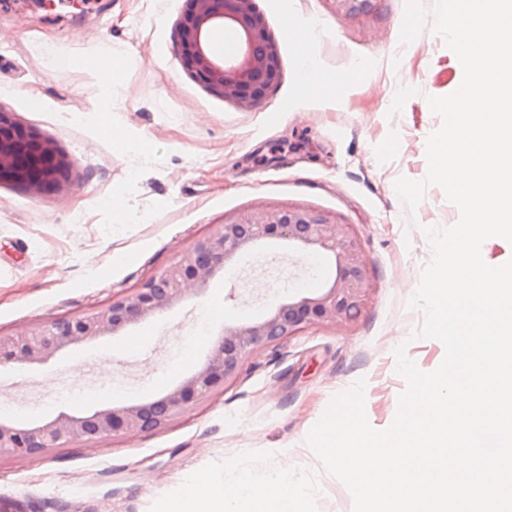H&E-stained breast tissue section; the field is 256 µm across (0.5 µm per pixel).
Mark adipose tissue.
I'll return each instance as SVG.
<instances>
[{"label":"adipose tissue","mask_w":512,"mask_h":512,"mask_svg":"<svg viewBox=\"0 0 512 512\" xmlns=\"http://www.w3.org/2000/svg\"><path fill=\"white\" fill-rule=\"evenodd\" d=\"M303 493L302 482L285 472L261 487L242 473L230 487L224 477L200 471L183 484L168 512H294L293 502Z\"/></svg>","instance_id":"obj_1"}]
</instances>
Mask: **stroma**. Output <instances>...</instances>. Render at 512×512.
<instances>
[{"instance_id":"stroma-1","label":"stroma","mask_w":512,"mask_h":512,"mask_svg":"<svg viewBox=\"0 0 512 512\" xmlns=\"http://www.w3.org/2000/svg\"><path fill=\"white\" fill-rule=\"evenodd\" d=\"M278 43L280 82L255 106L224 100L182 69L176 29L186 0H100L96 11L17 0L0 13V105L52 138L75 162L68 183L35 195L0 185V330L104 303L169 264L209 225L243 212L302 208L361 237L372 289L357 317L313 325L278 355L260 351L237 380L162 429L0 462V507L44 502L74 512H162L195 471L232 464L254 483L285 469L306 486L297 512H352V498L305 440L332 398L365 382L370 425L388 428L406 382L395 350L425 372L441 342L413 339L408 306L431 248L424 227L455 225L457 206L428 187L416 209L398 178L427 172L426 140L441 119L429 97L461 84L444 40L399 34L405 0H369L354 16L335 0H257ZM315 23L313 51L331 81L308 79L296 21ZM117 82L108 90L102 75ZM112 110L100 113L104 98ZM148 153L115 148L109 127ZM125 257L113 266L115 254ZM329 260L273 240L243 255L208 289L115 339L79 346L31 369L0 371V417L30 421L164 395L202 364L222 328L251 321L288 294L333 277Z\"/></svg>"}]
</instances>
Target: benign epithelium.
Segmentation results:
<instances>
[{
  "label": "benign epithelium",
  "instance_id": "obj_1",
  "mask_svg": "<svg viewBox=\"0 0 512 512\" xmlns=\"http://www.w3.org/2000/svg\"><path fill=\"white\" fill-rule=\"evenodd\" d=\"M220 30L235 34L234 55L216 48L214 34ZM177 46L191 78L241 107L256 105L281 79L279 48L255 0H188ZM72 166L71 158L51 138L0 108V184L42 194L65 184ZM270 240H283L296 251L324 254L335 268L332 282L316 294H292L259 318L222 330L199 369L157 399L93 412L61 411L33 421L0 417V461L161 429L233 383L255 352L275 351L309 325H344L358 316L370 289V272L353 225L304 209L251 212L212 225L171 264L100 306L16 334L0 332V367L44 365L75 346L123 336L190 293L205 291L215 276Z\"/></svg>",
  "mask_w": 512,
  "mask_h": 512
}]
</instances>
